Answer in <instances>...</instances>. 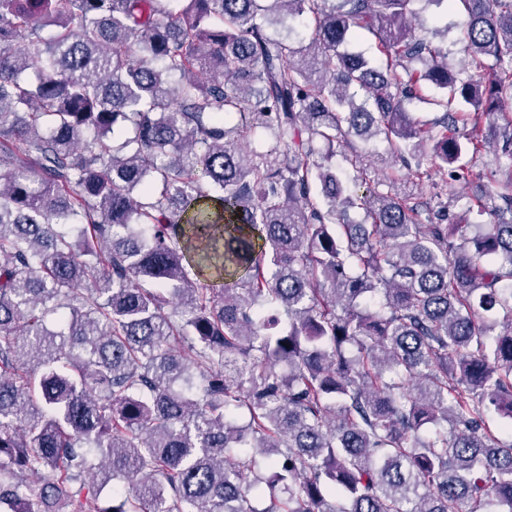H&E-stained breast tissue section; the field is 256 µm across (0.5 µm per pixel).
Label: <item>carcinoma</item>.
I'll list each match as a JSON object with an SVG mask.
<instances>
[{
    "mask_svg": "<svg viewBox=\"0 0 512 512\" xmlns=\"http://www.w3.org/2000/svg\"><path fill=\"white\" fill-rule=\"evenodd\" d=\"M490 147L489 224L349 191ZM492 410L512 0H0V512H512ZM432 17H438L439 21L435 22V24L430 22L427 25L429 32L425 34L433 38L442 47L447 48L449 59L454 63H458L464 57L461 51L462 45L456 42L458 26L462 21L461 17L450 10H448V16H446L443 7L428 6L422 13V18L430 19ZM446 23H448V35L443 31ZM435 28L441 31L436 36L431 33Z\"/></svg>",
    "mask_w": 512,
    "mask_h": 512,
    "instance_id": "carcinoma-1",
    "label": "carcinoma"
}]
</instances>
